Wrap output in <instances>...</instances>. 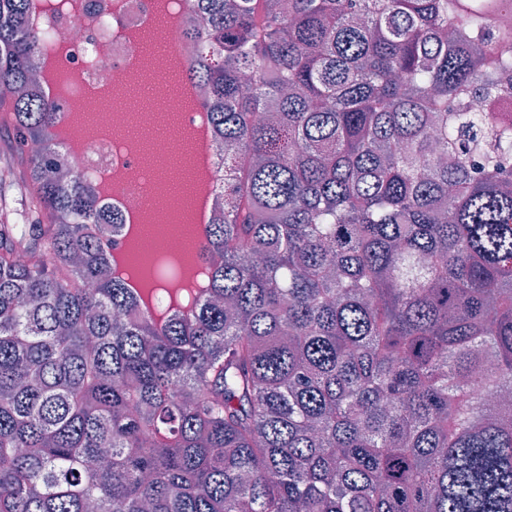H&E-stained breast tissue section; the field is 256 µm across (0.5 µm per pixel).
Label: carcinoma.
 I'll use <instances>...</instances> for the list:
<instances>
[{"instance_id": "cac0c4a2", "label": "carcinoma", "mask_w": 512, "mask_h": 512, "mask_svg": "<svg viewBox=\"0 0 512 512\" xmlns=\"http://www.w3.org/2000/svg\"><path fill=\"white\" fill-rule=\"evenodd\" d=\"M31 10L0 0V512H512V0H184L224 215L201 287L147 293ZM14 136L12 133V128L9 124L3 123V119L0 122V178L2 175V180L0 181V193L2 194V198H6L7 201V209L10 210L9 218L17 222V224L21 223V210H22V202H21V192L19 190V186L13 177L4 180V171L10 165L14 163L13 155H12V145H14Z\"/></svg>"}]
</instances>
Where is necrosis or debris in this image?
<instances>
[{
  "label": "necrosis or debris",
  "instance_id": "1",
  "mask_svg": "<svg viewBox=\"0 0 512 512\" xmlns=\"http://www.w3.org/2000/svg\"><path fill=\"white\" fill-rule=\"evenodd\" d=\"M156 19V0H79L70 15L34 16L36 25L58 34L67 46L57 66L40 67V92L57 105L67 127L78 128L86 113L98 115L96 129L84 141L62 140L67 162L88 181L105 185L107 205L132 222L143 221L151 201L155 157L169 149L158 141L145 150L124 136L125 122L142 115L129 87L162 77L153 62L132 47L128 35L151 28ZM109 92L121 102L106 110L102 99Z\"/></svg>",
  "mask_w": 512,
  "mask_h": 512
}]
</instances>
